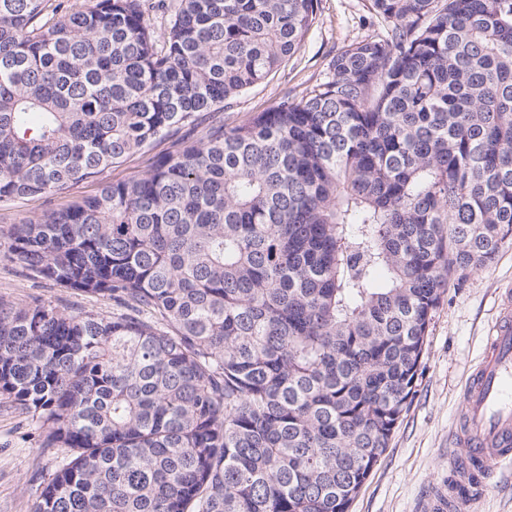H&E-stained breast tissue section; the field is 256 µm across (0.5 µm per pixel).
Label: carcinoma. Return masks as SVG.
<instances>
[{
  "instance_id": "1",
  "label": "carcinoma",
  "mask_w": 512,
  "mask_h": 512,
  "mask_svg": "<svg viewBox=\"0 0 512 512\" xmlns=\"http://www.w3.org/2000/svg\"><path fill=\"white\" fill-rule=\"evenodd\" d=\"M370 10L333 77L229 125L318 0H0V201L172 140L10 233L114 310L0 306V401L71 453L35 512H349L450 282L512 240V0ZM170 146V140L157 141L146 154H135L121 165L105 170L99 177V180L103 182H112L129 178L143 171L149 158L167 152L170 149Z\"/></svg>"
}]
</instances>
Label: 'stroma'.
<instances>
[{"label":"stroma","instance_id":"stroma-1","mask_svg":"<svg viewBox=\"0 0 512 512\" xmlns=\"http://www.w3.org/2000/svg\"><path fill=\"white\" fill-rule=\"evenodd\" d=\"M381 18L369 0H319L314 26L296 53L270 78L226 100L227 122L246 120L276 104L285 91L299 94L328 77V65L343 47L379 32ZM156 142L105 170L100 181L75 184L47 197L0 201V305L22 307L34 301L74 312L108 317L112 304L23 273L9 250L12 225L94 195L99 182L129 178L143 171L149 157L169 150ZM512 284V244L489 267L468 272L462 285L448 288L433 314L416 395L389 446L363 484L350 512H419L424 496L448 477L455 450L450 444L464 380L482 352L492 321L497 288ZM44 434L28 414L0 404V512H33L43 477L66 458L65 450L44 447Z\"/></svg>","mask_w":512,"mask_h":512}]
</instances>
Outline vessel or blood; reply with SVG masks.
<instances>
[{"label": "vessel or blood", "instance_id": "vessel-or-blood-1", "mask_svg": "<svg viewBox=\"0 0 512 512\" xmlns=\"http://www.w3.org/2000/svg\"><path fill=\"white\" fill-rule=\"evenodd\" d=\"M450 440L461 454L447 483L423 499V512H477L488 478L512 483V286L498 291L497 315L465 383Z\"/></svg>", "mask_w": 512, "mask_h": 512}]
</instances>
